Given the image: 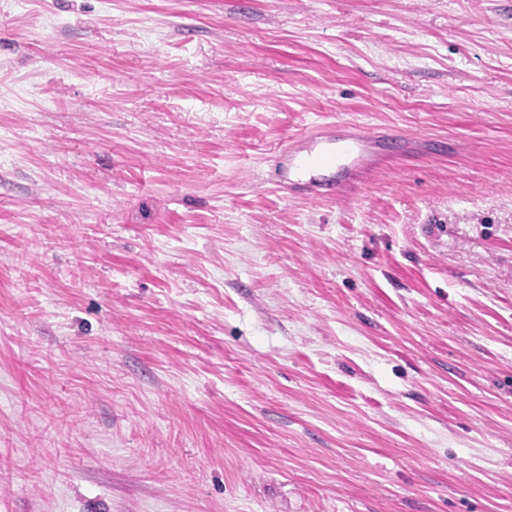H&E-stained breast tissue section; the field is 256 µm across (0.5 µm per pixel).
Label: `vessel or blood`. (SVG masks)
I'll return each mask as SVG.
<instances>
[{
	"instance_id": "1",
	"label": "vessel or blood",
	"mask_w": 512,
	"mask_h": 512,
	"mask_svg": "<svg viewBox=\"0 0 512 512\" xmlns=\"http://www.w3.org/2000/svg\"><path fill=\"white\" fill-rule=\"evenodd\" d=\"M279 188L312 202L366 183L378 164L376 140L368 133L336 136L326 130L303 132L276 155Z\"/></svg>"
}]
</instances>
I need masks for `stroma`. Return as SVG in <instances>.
<instances>
[{
	"label": "stroma",
	"mask_w": 512,
	"mask_h": 512,
	"mask_svg": "<svg viewBox=\"0 0 512 512\" xmlns=\"http://www.w3.org/2000/svg\"><path fill=\"white\" fill-rule=\"evenodd\" d=\"M0 512H512V0H0ZM333 126L300 133L277 150L279 188L321 202L367 183L379 160L375 138L367 132L336 137L326 132Z\"/></svg>",
	"instance_id": "obj_1"
}]
</instances>
